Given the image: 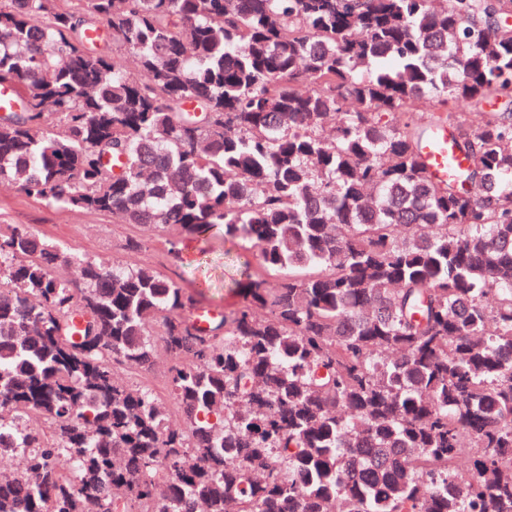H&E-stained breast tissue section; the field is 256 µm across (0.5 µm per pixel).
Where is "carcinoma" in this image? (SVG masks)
<instances>
[{"instance_id":"1","label":"carcinoma","mask_w":512,"mask_h":512,"mask_svg":"<svg viewBox=\"0 0 512 512\" xmlns=\"http://www.w3.org/2000/svg\"><path fill=\"white\" fill-rule=\"evenodd\" d=\"M78 2L0 0V182L276 277L199 330L0 224V512H512V0ZM429 170L438 178H455L466 166L465 158L455 149L448 131H439L425 147Z\"/></svg>"}]
</instances>
